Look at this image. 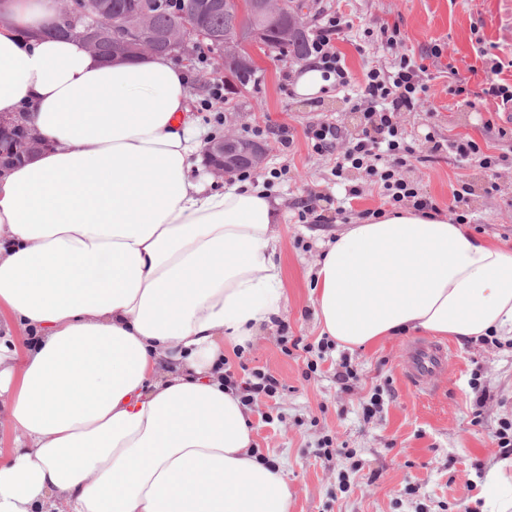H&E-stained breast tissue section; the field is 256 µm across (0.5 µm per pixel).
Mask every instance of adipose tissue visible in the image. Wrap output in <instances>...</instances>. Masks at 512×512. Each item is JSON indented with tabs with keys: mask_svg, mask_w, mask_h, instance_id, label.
Returning <instances> with one entry per match:
<instances>
[{
	"mask_svg": "<svg viewBox=\"0 0 512 512\" xmlns=\"http://www.w3.org/2000/svg\"><path fill=\"white\" fill-rule=\"evenodd\" d=\"M54 0H0V116L47 149L0 171V512H289L224 358L286 301L276 202L214 191L187 76L106 63L37 27ZM321 335L512 341V250L401 208L337 235L311 280ZM24 329L33 341L19 347ZM512 512V456L489 469Z\"/></svg>",
	"mask_w": 512,
	"mask_h": 512,
	"instance_id": "ef3b65f1",
	"label": "adipose tissue"
}]
</instances>
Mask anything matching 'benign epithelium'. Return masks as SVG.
I'll return each mask as SVG.
<instances>
[{
    "label": "benign epithelium",
    "instance_id": "benign-epithelium-1",
    "mask_svg": "<svg viewBox=\"0 0 512 512\" xmlns=\"http://www.w3.org/2000/svg\"><path fill=\"white\" fill-rule=\"evenodd\" d=\"M236 7L239 14L255 12L268 13L269 18L276 20L282 16H291L292 24H304L303 14L290 10L288 0H238ZM57 24H68L75 27L77 20H85L89 27L95 28L105 20L100 16L97 0H57ZM219 46L216 58L224 62V52L253 58L252 49L263 46L264 32L255 30L249 39L226 34L219 36L208 29L202 16L198 13L186 12L181 17L180 27L160 37L162 48L148 42L143 47V55L169 53L171 56L188 59L193 48L204 42ZM0 133L13 141V151L21 156H29L41 151L46 143L20 121L0 116ZM267 147L262 144L247 145L239 141L232 133L224 134V143L209 145L207 156L210 159L208 170L219 177L230 178L238 172L239 166L249 162L257 168L264 164Z\"/></svg>",
    "mask_w": 512,
    "mask_h": 512
}]
</instances>
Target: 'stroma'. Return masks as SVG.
Returning a JSON list of instances; mask_svg holds the SVG:
<instances>
[{
    "label": "stroma",
    "instance_id": "35a3bbf8",
    "mask_svg": "<svg viewBox=\"0 0 512 512\" xmlns=\"http://www.w3.org/2000/svg\"><path fill=\"white\" fill-rule=\"evenodd\" d=\"M307 27H314L321 5L348 16L353 27L337 47L351 74L348 89H330L313 99L297 98L284 88V74H297L300 60L256 53L257 82L234 88L218 113L200 110L217 77L211 68L188 70L187 84L193 118L211 137L225 127L236 133L259 128L268 148L264 165L253 171L263 180L285 222L283 238L286 306L274 329L265 331L242 357H229L235 380L259 369L283 385L277 398L259 397L251 406L258 451L288 473L292 490L290 512H471L482 508L484 477L500 449L493 437L500 418L512 414V347L442 339L448 363L434 377L431 394L419 393L406 378L413 344L427 341L424 333L385 339L376 345L347 351L333 347L323 353L317 371H309L308 353L282 351L285 336L320 340L309 272L322 253V242L366 211H392L364 170L336 171L337 155L361 132V114L354 105L365 70L389 67L394 51L369 41L368 30L398 26L404 45L424 58L428 91L413 111L399 120L416 148V156L401 176L431 196L440 210L452 201L458 182L469 184L466 209L469 226L480 238L512 248V140L497 136V127H512V108L483 95L489 65L476 58L479 44L490 47V58L504 68L499 82L512 85V0H307ZM440 57H431L433 47ZM474 96L475 108L463 104L455 87ZM466 94V95H467ZM329 121L342 137L331 150L316 152L304 130L310 123ZM293 133L290 147L281 144L280 128ZM468 137L484 152L505 156L501 175L489 181L478 162L461 163L449 151H434V141ZM319 197L321 221H300L304 200ZM350 361L358 379L341 391L336 373ZM490 397L476 408L472 381ZM383 404L373 417L363 405L374 390ZM334 448L323 455V437Z\"/></svg>",
    "mask_w": 512,
    "mask_h": 512
}]
</instances>
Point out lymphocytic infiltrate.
<instances>
[{"label":"lymphocytic infiltrate","mask_w":512,"mask_h":512,"mask_svg":"<svg viewBox=\"0 0 512 512\" xmlns=\"http://www.w3.org/2000/svg\"><path fill=\"white\" fill-rule=\"evenodd\" d=\"M352 27L346 15L335 10L323 12L308 44L309 59L317 62L324 75L333 77L342 88L348 85L349 78L336 42ZM379 39L395 50L394 63L387 71L374 66L366 70L358 103L363 128L359 137L337 156L336 167L362 169L377 177L391 203L410 198L417 210L434 212L438 206L432 197L420 193L400 175L401 168L414 158L416 151L407 142L398 117L415 109L426 94V67L414 55L401 51L399 28L380 26Z\"/></svg>","instance_id":"f902f5d3"}]
</instances>
